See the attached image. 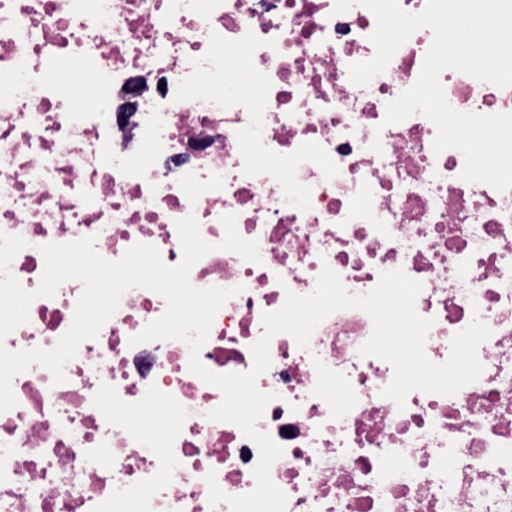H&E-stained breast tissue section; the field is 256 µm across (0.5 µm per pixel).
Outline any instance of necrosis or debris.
Returning <instances> with one entry per match:
<instances>
[{"label": "necrosis or debris", "instance_id": "obj_1", "mask_svg": "<svg viewBox=\"0 0 512 512\" xmlns=\"http://www.w3.org/2000/svg\"><path fill=\"white\" fill-rule=\"evenodd\" d=\"M334 4L0 0V232L26 241L11 270L35 290L41 245L91 235L107 260L144 243L175 265V223L195 215L215 249L191 284L244 288L200 352L225 374L251 369L263 313L312 293L323 267L352 294L403 269L423 285L418 314L434 320L427 357L445 362L477 314L492 331L478 348L483 372L452 396L411 392L400 410L381 395L392 366L358 354L373 330L364 311L331 314L306 351L276 335L256 381L274 399L256 428L284 449L271 478L286 512H512V189L462 180V153H434L422 115L383 125L387 103L417 81L432 30L359 87L348 67L374 56L375 18L360 5L333 15ZM70 58L95 78L98 105L77 109L61 93ZM136 76L138 109L117 111ZM440 81L457 111L512 114V86L454 69ZM226 214L261 263L220 249ZM82 290L70 280L35 299L0 343L54 348ZM165 307L130 289L65 383L37 364L14 377L18 404L0 413V512H231L210 504L206 475L231 496L254 489L258 449L210 419L223 395L190 372L188 345L129 343ZM315 356L353 386L344 418L312 394Z\"/></svg>", "mask_w": 512, "mask_h": 512}]
</instances>
